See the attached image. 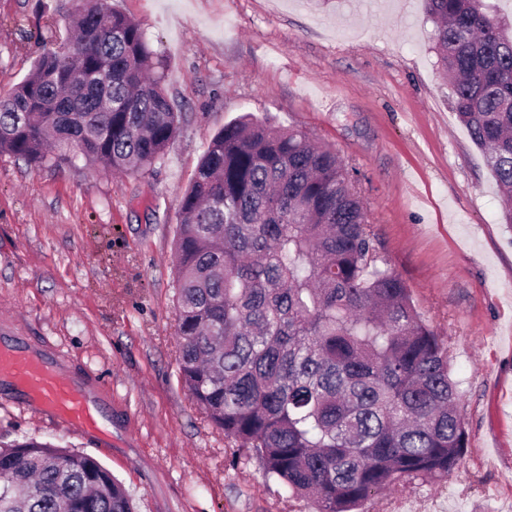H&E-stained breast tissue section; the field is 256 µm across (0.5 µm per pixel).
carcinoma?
<instances>
[{
	"mask_svg": "<svg viewBox=\"0 0 512 512\" xmlns=\"http://www.w3.org/2000/svg\"><path fill=\"white\" fill-rule=\"evenodd\" d=\"M458 121L485 152L512 225V23L487 0H425ZM0 97V152L118 173L165 159L181 116L141 25L107 0ZM175 231L179 380L208 420L310 512H355L447 478L468 433L448 346L381 256L338 153L244 115L208 142ZM95 458L0 445V512H135Z\"/></svg>",
	"mask_w": 512,
	"mask_h": 512,
	"instance_id": "carcinoma-1",
	"label": "carcinoma"
}]
</instances>
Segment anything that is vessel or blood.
I'll use <instances>...</instances> for the list:
<instances>
[{
    "label": "vessel or blood",
    "mask_w": 512,
    "mask_h": 512,
    "mask_svg": "<svg viewBox=\"0 0 512 512\" xmlns=\"http://www.w3.org/2000/svg\"><path fill=\"white\" fill-rule=\"evenodd\" d=\"M0 379L67 429L111 445L112 418L104 410L110 401L107 388L96 377L64 371L57 352L0 342Z\"/></svg>",
    "instance_id": "obj_1"
}]
</instances>
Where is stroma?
<instances>
[{
    "label": "stroma",
    "instance_id": "obj_1",
    "mask_svg": "<svg viewBox=\"0 0 512 512\" xmlns=\"http://www.w3.org/2000/svg\"><path fill=\"white\" fill-rule=\"evenodd\" d=\"M77 0H0V94L65 38ZM144 29L183 115L164 161L120 176L0 154V318L112 390V445L67 430L0 381V443L89 454L137 512H308L238 454L181 385L174 231L212 135L271 114L336 150L381 253L447 341L468 447L363 512H512V229L459 124L423 0H111Z\"/></svg>",
    "mask_w": 512,
    "mask_h": 512
}]
</instances>
